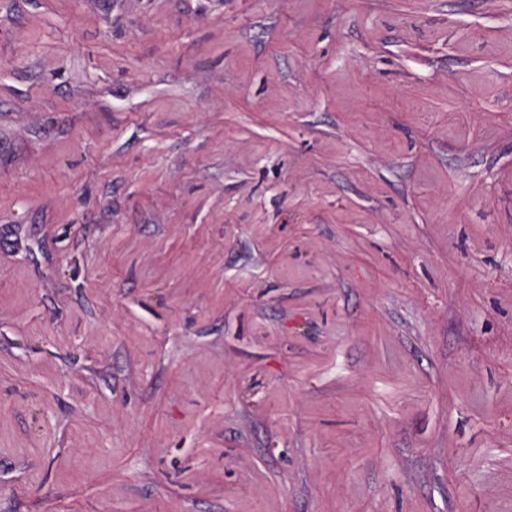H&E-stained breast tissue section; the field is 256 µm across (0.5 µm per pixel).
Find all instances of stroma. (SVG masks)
Returning a JSON list of instances; mask_svg holds the SVG:
<instances>
[{
  "instance_id": "obj_1",
  "label": "stroma",
  "mask_w": 512,
  "mask_h": 512,
  "mask_svg": "<svg viewBox=\"0 0 512 512\" xmlns=\"http://www.w3.org/2000/svg\"><path fill=\"white\" fill-rule=\"evenodd\" d=\"M0 512H512V0H0Z\"/></svg>"
}]
</instances>
